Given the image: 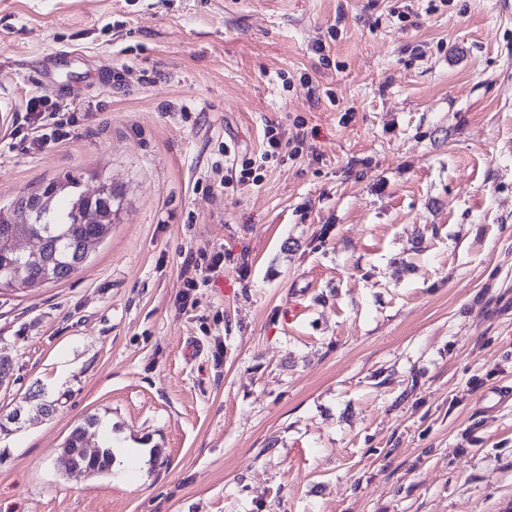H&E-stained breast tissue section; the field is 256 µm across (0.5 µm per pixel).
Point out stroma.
Masks as SVG:
<instances>
[{
  "mask_svg": "<svg viewBox=\"0 0 512 512\" xmlns=\"http://www.w3.org/2000/svg\"><path fill=\"white\" fill-rule=\"evenodd\" d=\"M399 7L0 0V207L124 192L70 278L0 292V512L512 502V0ZM37 96L68 139L40 145ZM270 125L261 183L208 192ZM88 415L138 445L122 470L60 467Z\"/></svg>",
  "mask_w": 512,
  "mask_h": 512,
  "instance_id": "obj_1",
  "label": "stroma"
}]
</instances>
